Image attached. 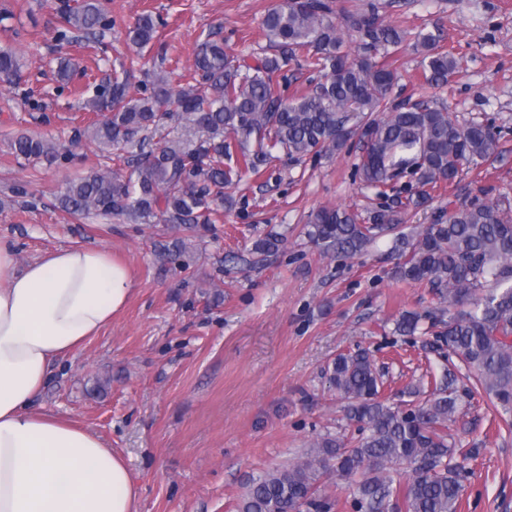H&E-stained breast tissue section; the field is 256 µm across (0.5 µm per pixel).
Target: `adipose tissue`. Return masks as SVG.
Returning a JSON list of instances; mask_svg holds the SVG:
<instances>
[{"mask_svg": "<svg viewBox=\"0 0 512 512\" xmlns=\"http://www.w3.org/2000/svg\"><path fill=\"white\" fill-rule=\"evenodd\" d=\"M131 286L104 249L60 248L21 266L0 245V512H139L120 455L34 409L53 364L111 323Z\"/></svg>", "mask_w": 512, "mask_h": 512, "instance_id": "1", "label": "adipose tissue"}]
</instances>
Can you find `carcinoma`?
<instances>
[{"label": "carcinoma", "instance_id": "obj_1", "mask_svg": "<svg viewBox=\"0 0 512 512\" xmlns=\"http://www.w3.org/2000/svg\"><path fill=\"white\" fill-rule=\"evenodd\" d=\"M61 2L62 40L78 31L98 44L112 27L103 0ZM262 25L279 54L249 63L212 40L199 49L178 87L161 73L137 95L130 94L127 75L99 85L87 105L102 120L90 124V135L100 150L123 149L130 158L123 169L91 168L66 182L58 197L61 211L124 216L133 224L161 218L192 233L208 230L223 223L224 187L241 173H260L275 151L298 158L339 151L358 131L377 164L361 161L357 172L383 198L397 191L392 181L409 167L427 201L440 186L497 156L499 134L491 123H461L427 104L390 102L397 72L378 57L399 47L403 36L385 23L372 0L356 11L338 10L331 0H280ZM158 27L153 14L138 15L127 30L129 47L143 52ZM438 42L432 33L418 39L433 86L447 84L460 68L454 56L438 50ZM301 53L322 80L288 99L277 90L278 78ZM20 76L16 56L0 50V81L11 84ZM170 126L181 136L147 148V133ZM12 150L29 163L63 157L54 141L24 134L12 140ZM232 157L236 166H225ZM368 220L324 207L311 214L305 234L323 253L350 259L402 223L391 206ZM284 245L272 233L256 240L250 263L264 262ZM393 249L401 258L394 279L424 284L454 308L446 320L406 310L395 332L420 334L424 349L446 348L451 369L429 398L394 405L380 399L382 374L368 351L337 355L329 382L347 401L346 418L357 425L358 436L323 437L302 460L253 479L239 512H332L335 502L320 493L331 475L358 478L355 512H457L464 469L457 457L467 455L443 429L462 397L484 392L500 406L504 422L512 423V343L506 341L512 336V201L450 200L448 216L421 231L397 234ZM157 252L169 264L183 256L177 244L160 243ZM402 466L406 481L395 487L389 471Z\"/></svg>", "mask_w": 512, "mask_h": 512}]
</instances>
